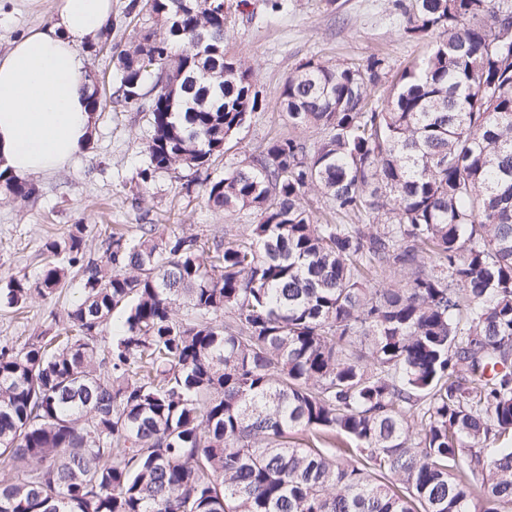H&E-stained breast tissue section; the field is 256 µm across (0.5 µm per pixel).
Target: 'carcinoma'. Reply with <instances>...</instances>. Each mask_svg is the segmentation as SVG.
<instances>
[{
	"instance_id": "1",
	"label": "carcinoma",
	"mask_w": 512,
	"mask_h": 512,
	"mask_svg": "<svg viewBox=\"0 0 512 512\" xmlns=\"http://www.w3.org/2000/svg\"><path fill=\"white\" fill-rule=\"evenodd\" d=\"M394 6L420 62L390 84L375 56L305 61L277 99L319 139L278 134L206 178L207 206L257 223L140 224L100 260L76 224L0 289L21 305L78 265L85 291L55 335L0 349V512L512 507V447L486 453L512 441V0ZM142 13L154 29L100 45L116 85L90 99L149 113L144 186L208 169L263 100L224 53V0H129Z\"/></svg>"
}]
</instances>
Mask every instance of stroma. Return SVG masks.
Wrapping results in <instances>:
<instances>
[{"mask_svg":"<svg viewBox=\"0 0 512 512\" xmlns=\"http://www.w3.org/2000/svg\"><path fill=\"white\" fill-rule=\"evenodd\" d=\"M236 2L224 0V49L251 59L263 106L226 144L209 170L213 177L284 131L277 90L301 63L312 58L361 63L375 55L394 74L427 51L426 43L401 34L392 0H283L279 12L271 0H249L243 8ZM56 5L57 0H0V54L16 37L49 23ZM150 135L148 113L99 112L87 147L66 167L35 178L33 197L16 199L0 187V281L19 272L36 276L44 243L65 237L76 224L85 225V249L98 258L114 228L131 236L137 225L157 224L168 233L211 237L254 223L247 212L227 216L205 207L200 176L185 167L157 172L142 201L133 202L132 178L145 162ZM81 296V274L74 268L63 288L33 297L23 311L0 303V345L20 346L54 331Z\"/></svg>","mask_w":512,"mask_h":512,"instance_id":"stroma-1","label":"stroma"}]
</instances>
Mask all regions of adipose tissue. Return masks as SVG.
I'll list each match as a JSON object with an SVG mask.
<instances>
[{
	"label": "adipose tissue",
	"mask_w": 512,
	"mask_h": 512,
	"mask_svg": "<svg viewBox=\"0 0 512 512\" xmlns=\"http://www.w3.org/2000/svg\"><path fill=\"white\" fill-rule=\"evenodd\" d=\"M111 22L112 0H59L50 24L0 56V171L51 173L86 148L96 114L84 49Z\"/></svg>",
	"instance_id": "ef3b65f1"
}]
</instances>
